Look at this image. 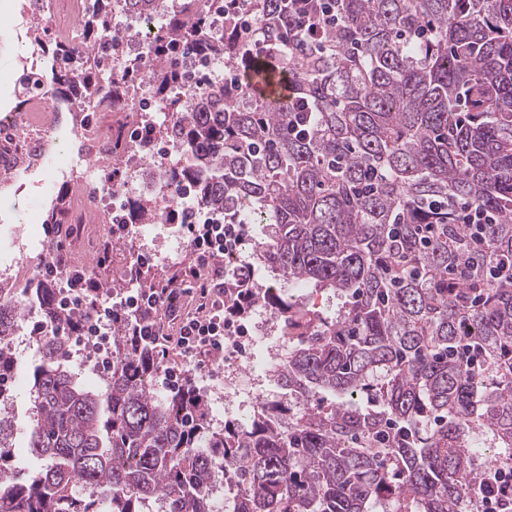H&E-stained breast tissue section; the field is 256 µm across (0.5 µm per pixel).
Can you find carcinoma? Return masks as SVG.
<instances>
[{
	"label": "carcinoma",
	"instance_id": "carcinoma-1",
	"mask_svg": "<svg viewBox=\"0 0 512 512\" xmlns=\"http://www.w3.org/2000/svg\"><path fill=\"white\" fill-rule=\"evenodd\" d=\"M117 0H92L85 49L120 31L100 24ZM138 14L163 0H123ZM183 0L132 68H55L50 94L88 116L100 91L149 77L177 114L167 128L200 203L265 225L258 244L275 280L336 300L330 316L283 288L256 301L280 321L288 354L277 398L250 422L207 433L195 391L155 395L158 366L112 333L98 394L65 364L68 336L35 334L27 448L44 461L13 470V424L0 417V512H465L490 468L512 453V0H336L323 48L288 50L252 68L288 73L279 105L247 81L186 92L190 41L229 67L246 43L277 48L281 0H248L251 32H207ZM312 112H294V99ZM51 286L0 290V375L11 341L37 312L56 316Z\"/></svg>",
	"mask_w": 512,
	"mask_h": 512
}]
</instances>
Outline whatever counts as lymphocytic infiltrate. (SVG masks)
Here are the masks:
<instances>
[{
	"instance_id": "1",
	"label": "lymphocytic infiltrate",
	"mask_w": 512,
	"mask_h": 512,
	"mask_svg": "<svg viewBox=\"0 0 512 512\" xmlns=\"http://www.w3.org/2000/svg\"><path fill=\"white\" fill-rule=\"evenodd\" d=\"M290 18L301 22L313 41H320L336 22L335 0H285ZM180 228L196 260L189 268L193 288L172 280L141 287L147 256L136 259L130 286L120 292L104 290L93 276L70 278L60 302L62 309L83 305L84 317L68 325L77 336L107 334L126 329L135 341L150 343L156 363H163L170 348H177L190 366L180 372L165 371L164 382L177 390L193 381V366L224 356V339L245 335L244 320L255 304V267L242 259L249 238L244 224L224 222L191 199L181 201Z\"/></svg>"
}]
</instances>
